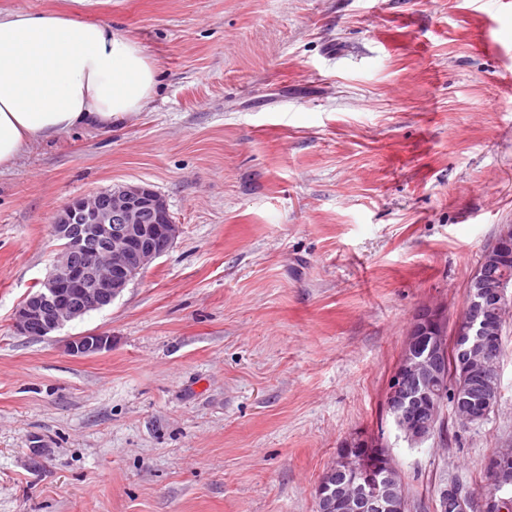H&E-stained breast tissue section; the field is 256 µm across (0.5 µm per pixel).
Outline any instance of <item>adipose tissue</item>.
Segmentation results:
<instances>
[{"instance_id": "adipose-tissue-1", "label": "adipose tissue", "mask_w": 512, "mask_h": 512, "mask_svg": "<svg viewBox=\"0 0 512 512\" xmlns=\"http://www.w3.org/2000/svg\"><path fill=\"white\" fill-rule=\"evenodd\" d=\"M157 85L155 61L112 23L0 13V173L39 143L127 122Z\"/></svg>"}]
</instances>
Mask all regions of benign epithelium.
Segmentation results:
<instances>
[{"label":"benign epithelium","mask_w":512,"mask_h":512,"mask_svg":"<svg viewBox=\"0 0 512 512\" xmlns=\"http://www.w3.org/2000/svg\"><path fill=\"white\" fill-rule=\"evenodd\" d=\"M180 234L165 199L143 185H125L77 198L56 216L53 237L59 241L52 272L15 310L16 331L47 336L91 311L112 304L151 263L165 255ZM512 248V225L501 226L471 274L463 311L453 329L445 312L429 308L405 338L396 373L388 384L386 408L395 426L411 442L419 443L439 429L438 414L445 404L442 387L453 381L462 393L471 380L484 387L475 398L461 397L456 417L464 424L486 419L499 397L498 364L502 319L512 312V280L491 286L485 268L499 265ZM112 348V336L88 332L67 341L68 351L88 357ZM456 354L451 372L436 359L448 350ZM336 463L353 470L351 478L332 491L321 479L318 512H407V497L399 468L383 441L354 433L336 454ZM512 448L493 451L486 462L492 489L489 512L499 509L498 492L512 485Z\"/></svg>","instance_id":"obj_1"}]
</instances>
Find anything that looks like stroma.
I'll list each match as a JSON object with an SVG mask.
<instances>
[{
  "label": "stroma",
  "instance_id": "35a3bbf8",
  "mask_svg": "<svg viewBox=\"0 0 512 512\" xmlns=\"http://www.w3.org/2000/svg\"><path fill=\"white\" fill-rule=\"evenodd\" d=\"M108 21L155 60L148 108L0 174V512H317L338 444L381 436L407 512L481 507L499 398L410 444L388 380L417 312L460 315L512 224V0H0ZM146 185L180 234L111 305L45 337L13 314L73 198ZM110 335L75 357L73 336Z\"/></svg>",
  "mask_w": 512,
  "mask_h": 512
}]
</instances>
